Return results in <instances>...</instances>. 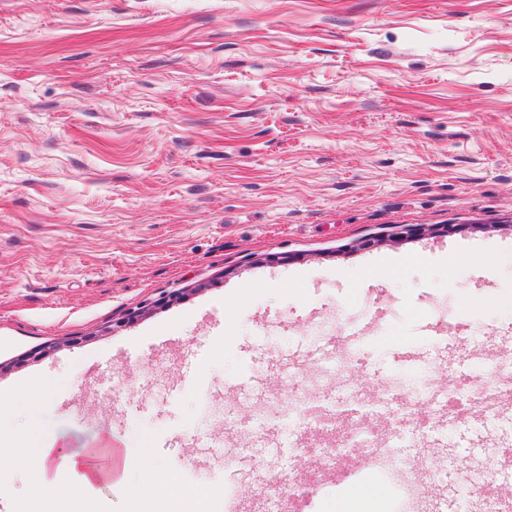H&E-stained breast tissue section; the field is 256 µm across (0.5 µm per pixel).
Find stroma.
I'll return each mask as SVG.
<instances>
[{"instance_id": "35a3bbf8", "label": "stroma", "mask_w": 512, "mask_h": 512, "mask_svg": "<svg viewBox=\"0 0 512 512\" xmlns=\"http://www.w3.org/2000/svg\"><path fill=\"white\" fill-rule=\"evenodd\" d=\"M459 252L508 264L452 278ZM510 359L512 0H0V512H84L10 460L46 432L127 442L98 512H136L146 456L253 504L314 429L299 397L381 415L473 512L512 401L413 425L429 380L502 386ZM301 473L280 512L359 478Z\"/></svg>"}]
</instances>
